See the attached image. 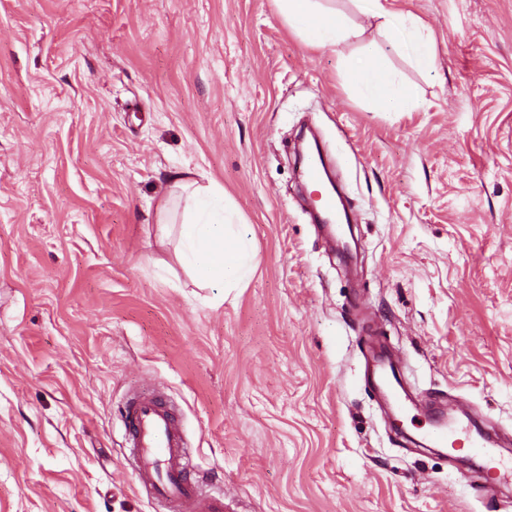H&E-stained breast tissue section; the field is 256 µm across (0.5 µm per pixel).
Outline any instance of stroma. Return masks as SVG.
Masks as SVG:
<instances>
[{"label": "stroma", "instance_id": "obj_1", "mask_svg": "<svg viewBox=\"0 0 512 512\" xmlns=\"http://www.w3.org/2000/svg\"><path fill=\"white\" fill-rule=\"evenodd\" d=\"M436 38L387 112L274 0H0V512H156L138 389L176 402L227 512H512L477 458L413 440L457 403L512 464V0H388ZM314 127L359 241L306 213ZM223 185L258 252L214 303L156 233L174 173ZM411 403L386 415L375 347Z\"/></svg>", "mask_w": 512, "mask_h": 512}]
</instances>
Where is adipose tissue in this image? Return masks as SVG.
Instances as JSON below:
<instances>
[{"label": "adipose tissue", "instance_id": "adipose-tissue-1", "mask_svg": "<svg viewBox=\"0 0 512 512\" xmlns=\"http://www.w3.org/2000/svg\"><path fill=\"white\" fill-rule=\"evenodd\" d=\"M279 14L304 42L321 49L360 39L363 30L344 15L327 10L323 0H275ZM371 13L379 19L383 31L392 36L395 48L407 50L422 71L435 65V36L411 14L390 10L383 0H373ZM362 64L346 63L348 80L374 104L388 112H408L419 100L409 87L397 81L373 44L362 47ZM173 190L183 194L180 224H172V199L164 197L156 211L160 237H168L171 226L179 228L178 259L193 272L201 287L223 283L239 288L256 266V252L247 233L234 227V212L216 181L201 184L184 175H176Z\"/></svg>", "mask_w": 512, "mask_h": 512}]
</instances>
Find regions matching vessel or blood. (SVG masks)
<instances>
[{
    "mask_svg": "<svg viewBox=\"0 0 512 512\" xmlns=\"http://www.w3.org/2000/svg\"><path fill=\"white\" fill-rule=\"evenodd\" d=\"M131 472L147 496L165 512H224V499L203 492L181 422L156 394L134 396L123 412Z\"/></svg>",
    "mask_w": 512,
    "mask_h": 512,
    "instance_id": "vessel-or-blood-1",
    "label": "vessel or blood"
}]
</instances>
